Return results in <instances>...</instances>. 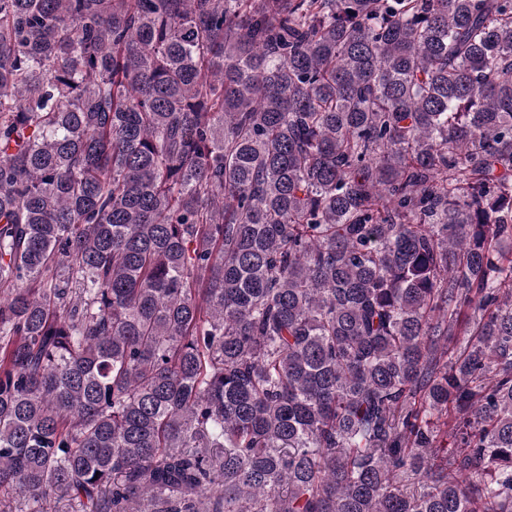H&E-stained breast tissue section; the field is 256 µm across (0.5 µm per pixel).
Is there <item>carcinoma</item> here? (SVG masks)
<instances>
[{
  "mask_svg": "<svg viewBox=\"0 0 512 512\" xmlns=\"http://www.w3.org/2000/svg\"><path fill=\"white\" fill-rule=\"evenodd\" d=\"M0 512H512V0H0Z\"/></svg>",
  "mask_w": 512,
  "mask_h": 512,
  "instance_id": "cac0c4a2",
  "label": "carcinoma"
}]
</instances>
